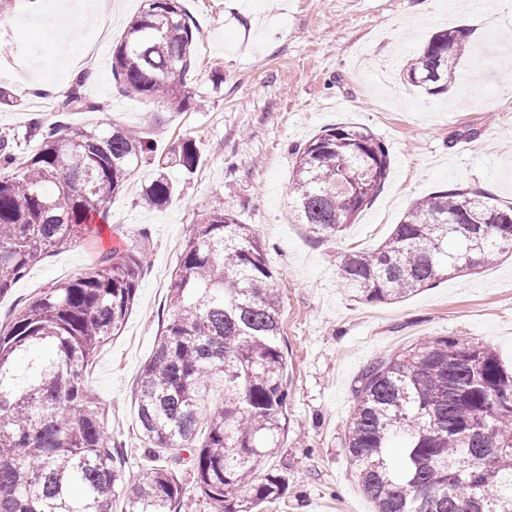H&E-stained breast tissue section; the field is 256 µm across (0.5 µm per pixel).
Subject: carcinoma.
<instances>
[{
  "label": "carcinoma",
  "instance_id": "carcinoma-1",
  "mask_svg": "<svg viewBox=\"0 0 512 512\" xmlns=\"http://www.w3.org/2000/svg\"><path fill=\"white\" fill-rule=\"evenodd\" d=\"M200 31L180 0H147L112 52L125 94L176 111L191 106L186 75ZM471 30L434 33L403 73L429 95L448 92ZM72 111L88 124L34 121L38 148L19 163L0 136V298L51 251L99 233L112 198L154 153L84 94ZM290 195L317 238L342 232L390 170L389 148L367 129L338 125L295 149ZM191 141L158 161L140 194L147 207L174 194L164 169L194 170ZM473 208L465 206V197ZM512 254V203L485 191L444 189L416 200L380 246L348 254L342 285L366 302L405 298L451 273ZM143 262L113 250L52 283L0 323V512H182L178 477L189 464L198 512H259L288 491V472L258 476L288 433L279 288L252 225L208 201L184 238L162 325L134 392L144 465L126 458L87 379L138 296ZM224 402L207 406L211 383ZM355 477L376 512H512V369L464 338L416 342L362 372L345 434Z\"/></svg>",
  "mask_w": 512,
  "mask_h": 512
}]
</instances>
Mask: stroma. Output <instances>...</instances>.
Returning a JSON list of instances; mask_svg holds the SVG:
<instances>
[{"label": "stroma", "instance_id": "35a3bbf8", "mask_svg": "<svg viewBox=\"0 0 512 512\" xmlns=\"http://www.w3.org/2000/svg\"><path fill=\"white\" fill-rule=\"evenodd\" d=\"M118 19L95 22L68 0L20 5L0 27V131L18 160L37 148L31 119L52 124L95 120L70 102L34 97L40 78L91 74L87 96L117 122L143 128L157 155L132 173L108 206L100 236L30 268L0 298V318L48 284L94 264L113 247L141 252L136 306L121 333L98 353L89 380L124 446L126 476L142 459L133 392L169 316L168 287L184 231L199 206L220 198L252 225L282 296L288 435L260 472L286 468L287 494L265 512H374L355 482L344 438L353 391L364 368L428 337L458 336L490 347L512 367V258L453 275L398 302L354 298L338 278L346 254L373 249L414 200L451 186L512 201V0H181L203 33L186 76L194 104L184 112L122 94L112 77V47L144 0H115ZM464 26L475 50L459 81L431 96L402 80L408 63L436 31ZM23 60L21 68L9 57ZM221 85H214V76ZM353 123L388 146L391 166L377 197L338 237L318 239L300 224L289 194L293 151L323 129ZM476 139H468L470 131ZM195 143L193 171L169 169L175 193L161 208L140 204L157 173V156Z\"/></svg>", "mask_w": 512, "mask_h": 512}]
</instances>
